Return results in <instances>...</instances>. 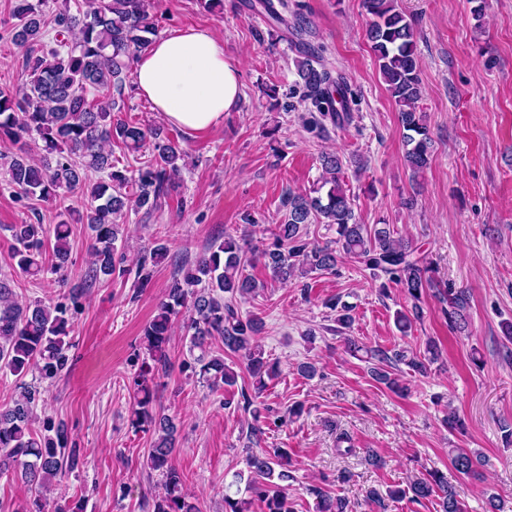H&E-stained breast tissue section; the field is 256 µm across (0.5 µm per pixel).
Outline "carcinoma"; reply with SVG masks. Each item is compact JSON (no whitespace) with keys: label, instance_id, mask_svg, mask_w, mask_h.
I'll return each instance as SVG.
<instances>
[{"label":"carcinoma","instance_id":"carcinoma-1","mask_svg":"<svg viewBox=\"0 0 512 512\" xmlns=\"http://www.w3.org/2000/svg\"><path fill=\"white\" fill-rule=\"evenodd\" d=\"M362 2L370 16L366 38L386 90L398 106L399 125L407 144L406 164L413 174H420L430 164L431 137L424 116L417 111L422 86L414 23L397 8L396 0ZM45 3L17 0L13 11L16 23L11 41L27 49L29 82L15 93L0 91V144L15 148L8 176L21 194L48 201L62 191L80 188L88 197V207L78 217H65L50 226L13 225L15 245L10 260L12 267L23 274H40L46 263V242L52 238L56 262L51 269L57 274L70 259L71 224H87L92 231L90 288L100 277L112 276L122 263L114 248L119 230L117 216L129 209L147 213L156 210L184 165L185 154L162 136L158 127L112 121L116 102L112 101L111 90L122 91L138 53L156 34L146 0H106L101 7L89 2L76 14L65 3L50 19L42 9ZM260 6L276 24L288 26L287 18L279 12L287 8L285 0H260ZM292 35L297 52L303 55L298 76L312 112L308 122L317 128L326 119L339 127L350 122L354 93L343 78L316 65L311 49L299 39L300 30L293 29ZM91 90L104 96L93 103L87 97ZM33 132L43 141L39 164L28 159L25 137ZM114 142L132 153L149 143L154 160L131 173L119 169L112 163ZM320 162L326 174L324 181L310 194L288 191L283 203L287 213L275 225L271 244L260 252L272 278L286 282L297 271L305 276L332 273L343 259H355L380 281L381 289L393 284L411 301L410 308L396 314L401 331L421 320V295L431 288L436 289V297L444 305L448 328L458 333L467 331L468 294L461 289L437 287L431 262L411 241L395 236L390 225L359 223L353 198L340 181L342 160L325 153ZM93 173L99 177L92 178ZM307 224L336 227L334 245L311 243L305 231ZM167 253L168 247L158 244L140 255L136 265L140 285L151 281L154 268ZM248 264L240 239L224 233V241L212 245L172 278L156 315L144 329L147 358L133 378L136 397L131 424L137 430L157 433L148 449L147 465L159 473L164 493L154 501L153 512H200L184 491V475L170 462L176 426L171 418L157 413L154 405L153 384L156 376L166 371L173 321L179 317L186 320L190 357L183 361L182 368L199 371L211 389L237 384L238 374L224 361L226 355H240L246 360L257 395L279 374L277 364L266 360L256 344L264 327L262 318L244 316L235 305L237 299L262 287L246 273ZM79 298L80 294L73 292L54 303L41 299L22 303L7 282L0 281V368L16 376L33 369L40 382L49 385L61 377L69 368L70 343L65 337L72 315L79 308ZM324 305L336 312L338 325H350L351 305L338 296L326 299ZM216 339L222 344L218 354L210 350ZM346 344L351 354L363 352L375 361L370 374L376 382L398 390L403 389L395 377L399 366L424 376L439 358L437 344L431 339L422 355L405 349L367 348L350 338ZM196 349L200 351L197 356ZM19 389L12 404L0 408V474L18 473L34 491L31 506L22 512H73L58 500L47 503L44 492L79 466L80 450L68 447L66 426L49 416L43 420V433L33 431V410L43 387L22 383ZM448 457L452 468L465 477H478L484 466V456L477 450L450 448ZM247 465L248 477L236 474L231 486L246 481L243 490L249 497L240 496L243 490L239 488L232 493L230 486L225 487L224 512H248L253 499L263 503L264 512H296L284 486L292 478L287 452H252ZM309 493L317 500V512H348L346 500L321 487H312ZM408 494L414 501L438 497L441 512H464L448 478L437 472L414 480L406 489L388 490L392 499Z\"/></svg>","mask_w":512,"mask_h":512}]
</instances>
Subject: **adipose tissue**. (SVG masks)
<instances>
[{
    "instance_id": "ef3b65f1",
    "label": "adipose tissue",
    "mask_w": 512,
    "mask_h": 512,
    "mask_svg": "<svg viewBox=\"0 0 512 512\" xmlns=\"http://www.w3.org/2000/svg\"><path fill=\"white\" fill-rule=\"evenodd\" d=\"M138 96L167 123L194 134L219 128L241 97L239 61L226 57L211 30L166 32L142 51L134 68Z\"/></svg>"
}]
</instances>
